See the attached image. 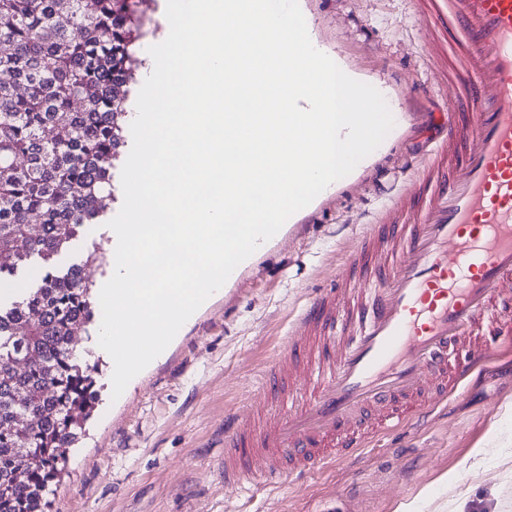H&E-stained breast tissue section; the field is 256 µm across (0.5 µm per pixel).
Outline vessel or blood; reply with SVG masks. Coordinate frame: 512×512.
Instances as JSON below:
<instances>
[{
	"label": "vessel or blood",
	"mask_w": 512,
	"mask_h": 512,
	"mask_svg": "<svg viewBox=\"0 0 512 512\" xmlns=\"http://www.w3.org/2000/svg\"><path fill=\"white\" fill-rule=\"evenodd\" d=\"M445 2L467 111L296 316L262 408L225 415V485L280 486L426 417L512 334V0Z\"/></svg>",
	"instance_id": "obj_1"
}]
</instances>
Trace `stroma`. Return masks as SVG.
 Listing matches in <instances>:
<instances>
[{
  "instance_id": "stroma-1",
  "label": "stroma",
  "mask_w": 512,
  "mask_h": 512,
  "mask_svg": "<svg viewBox=\"0 0 512 512\" xmlns=\"http://www.w3.org/2000/svg\"><path fill=\"white\" fill-rule=\"evenodd\" d=\"M310 39L384 97L399 126L351 175L293 214L285 237L254 256L185 325L168 353L112 397V359L87 337L98 400L45 512H512V355L493 356L462 393L424 422L272 489L224 484V416L261 397V371L294 316L335 287L343 263L441 136L447 112L444 0H299ZM166 0H137V61L118 124L132 144L136 107ZM101 258L90 261L93 251ZM108 238L88 226L58 259L105 274Z\"/></svg>"
}]
</instances>
